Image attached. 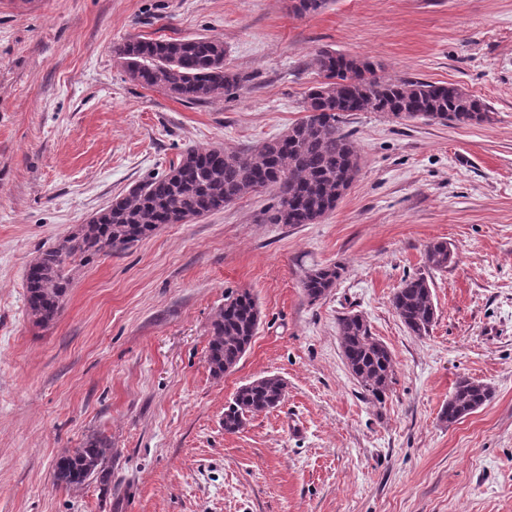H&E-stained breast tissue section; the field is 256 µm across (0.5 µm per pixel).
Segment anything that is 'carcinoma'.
I'll list each match as a JSON object with an SVG mask.
<instances>
[{
  "label": "carcinoma",
  "mask_w": 512,
  "mask_h": 512,
  "mask_svg": "<svg viewBox=\"0 0 512 512\" xmlns=\"http://www.w3.org/2000/svg\"><path fill=\"white\" fill-rule=\"evenodd\" d=\"M130 78L140 85L164 90L185 103L231 95L243 81L224 65V42L214 36L127 40L114 48ZM324 78L305 98L301 121L285 134L254 147L226 152L220 146L192 148L169 171L139 181L74 232L59 238L31 262L26 274L27 307L35 322L48 325L62 310L77 267L101 256L125 252L163 224H185L223 209L246 194L276 192L267 211L269 224H315L336 208L342 191L355 180L360 157L340 117L349 112H388L395 118H419L438 123L480 124L489 112L484 101L448 85L418 79H384L374 65L355 56L321 50L311 59ZM425 263L448 268V243L436 241L425 251ZM339 267L312 270L302 280L311 302L330 292ZM394 313L413 336L430 333L437 318L427 278L402 281L392 296ZM259 310L246 291L225 298L211 324L206 363L217 377L224 362H237L242 346L256 335ZM343 356L368 395L383 400L394 383L395 368L388 346L372 336L370 325L351 313L339 319ZM285 383L275 376L256 379L236 392L224 409V432L241 431L248 415L282 403ZM491 388L480 381L460 379L441 420L453 424L484 405ZM112 444L91 437L66 451L56 462L54 478L79 489L95 477L108 482Z\"/></svg>",
  "instance_id": "obj_1"
}]
</instances>
